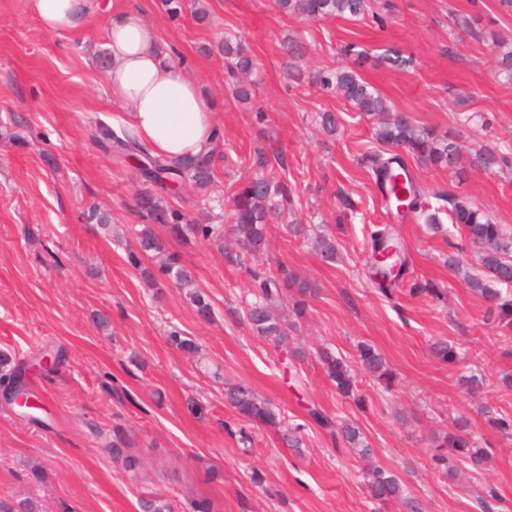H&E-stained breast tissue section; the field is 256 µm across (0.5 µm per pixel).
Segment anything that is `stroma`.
Returning a JSON list of instances; mask_svg holds the SVG:
<instances>
[{"mask_svg": "<svg viewBox=\"0 0 512 512\" xmlns=\"http://www.w3.org/2000/svg\"><path fill=\"white\" fill-rule=\"evenodd\" d=\"M198 19L185 6L169 19L165 0H93L77 31L43 33L27 0H0V351L26 364L45 354L50 370L29 373L35 403L24 411L0 395V502L15 512H139L158 494L175 512L202 501L212 512H375L362 464L337 450L308 415L318 407L359 425L375 460L393 470L423 512H477V485L498 497L495 512H512V438L490 428L491 410L512 416V320H502L449 266L460 258L477 271L460 233L436 231L423 220L393 223L375 182L359 160L378 150L373 119L352 111L335 93L288 77L284 40L303 43L304 70L346 64L343 44L380 55L413 57L405 70L363 69L393 110L416 125L470 147L512 153V84L498 75L495 45L512 41V9L502 0H374L373 17L314 21L281 13L274 0H200ZM130 8L158 30L183 59L210 104L224 158L201 193L180 188L173 206L209 212L225 225L223 246L171 238L169 252L190 267L213 306L201 320L183 293L167 284L146 287L127 261L139 218L134 198L146 182L133 162L104 151L96 125L122 127L124 117L97 56L114 11ZM239 36L254 63L248 100L224 82L225 34ZM265 121H258L257 111ZM336 113L335 134L319 127L318 112ZM280 156L279 173L298 194L290 214L269 225L259 256L240 255L228 196L255 171L256 149ZM406 164L419 185L484 207L512 231V165L456 178L443 169ZM107 209L118 234L98 233L83 220L92 205ZM393 227L409 278L382 294L369 276L371 234ZM336 238L324 259L315 237ZM317 287L292 329L289 350L275 349L242 319L251 289L248 268L280 267ZM435 293L410 294V281ZM111 325L101 329L99 314ZM177 329L197 340L205 363L171 347ZM445 340L461 359L433 353ZM366 343L389 363L391 388L359 375L357 405L340 396L316 358L328 347L356 360ZM482 378L470 393L461 376ZM244 383L276 406L285 425H302V447L277 432L254 428L250 451L226 429L235 417L225 384ZM469 422L490 456L481 479L435 470V434L454 419ZM122 434L137 471L112 458Z\"/></svg>", "mask_w": 512, "mask_h": 512, "instance_id": "stroma-1", "label": "stroma"}]
</instances>
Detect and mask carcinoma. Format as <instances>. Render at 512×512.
<instances>
[{"instance_id":"1","label":"carcinoma","mask_w":512,"mask_h":512,"mask_svg":"<svg viewBox=\"0 0 512 512\" xmlns=\"http://www.w3.org/2000/svg\"><path fill=\"white\" fill-rule=\"evenodd\" d=\"M278 8L287 15H300L306 19L345 18L358 20L371 15L378 22L382 17L372 11L371 0H276ZM220 50L227 59L226 72L231 91L242 98L247 97L244 78L253 69V62L245 56V47L239 41L224 38ZM343 55L349 57L351 66L325 70L319 68L309 74V79L324 89L335 92L356 112L379 117L374 127L377 142L389 148V153H368L361 158L371 171L376 184L388 206L392 217L402 222L407 217H422L426 223L440 228L439 214L448 212L449 223L462 229L472 244L478 249L481 277L464 274V282L486 301L496 306L500 312L512 316V298L507 288L512 287V234L501 224L495 223L482 208L461 200L451 194L430 192L423 189L408 169L404 156L435 168L456 170L459 163V150L446 136L439 137L434 132L417 126L414 120L401 112H394L384 97L361 76L360 69L368 64L406 68L413 59L397 51H389L373 57L369 52L352 43L342 47ZM94 138L107 152L125 160L138 163V170L151 184L142 190L135 199L136 213L143 224L134 230L139 250L129 253L130 264L140 270L143 279L151 286L164 281L184 291L186 300L195 308L198 316L210 320L214 315L209 296L197 286L191 269L182 264L174 255L167 256L158 267L151 269L142 266V256L161 253L165 240L157 233L162 226L168 234L181 241L201 240L223 246L224 225L208 224L206 218L194 217L168 203L161 191L168 184L189 185L200 191L211 182L214 174L216 149L198 156L180 159H166L149 153L129 132H116L101 125L95 129ZM471 165L489 170L495 165L508 164L506 158H497L489 150L479 149L471 155ZM255 167L263 174L251 179L233 191V233L241 248L252 254L264 251L266 225L279 218L283 211L292 206L293 191L288 184L278 178L269 156L257 150ZM86 220L98 225L105 233H112V216L95 207L86 214ZM254 287V298L247 303L245 319L251 330L277 349L288 348V331L293 325L288 320L275 316L271 308L288 299V291L293 294L292 311L300 317L306 310L307 297L316 289L308 280L295 277L288 270H281L280 276L263 274L256 269L249 270ZM168 341L176 349L203 358L201 346L192 338L184 337L177 331L170 332ZM318 359L326 377L338 393L351 398L357 392L356 368L374 377L384 388H389L393 373L386 359L374 348L364 345L358 351V364L336 355L329 349L318 353ZM22 364L5 353H0V383L5 386L23 388ZM227 403L241 422L235 432L243 446L252 444L251 429L254 426L277 428L280 415L265 400L259 398L246 385H236L225 393ZM309 414L336 444L360 458L372 455V448L362 430L352 421L338 422L314 407ZM468 421L457 419L454 427L433 440L431 461L433 466L445 473L465 468L471 471L485 469L488 453L477 447L467 433ZM112 457L122 464L125 470L132 471L137 460L129 454L125 443L117 440L112 443ZM364 486L368 496L380 505L398 504L406 512H422L421 503L411 496L401 478L392 470L381 465L368 468L363 473ZM143 512H173L172 504L160 495L143 498Z\"/></svg>"}]
</instances>
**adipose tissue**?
Listing matches in <instances>:
<instances>
[{"instance_id":"ef3b65f1","label":"adipose tissue","mask_w":512,"mask_h":512,"mask_svg":"<svg viewBox=\"0 0 512 512\" xmlns=\"http://www.w3.org/2000/svg\"><path fill=\"white\" fill-rule=\"evenodd\" d=\"M91 0H29L41 31L63 35L79 29ZM112 59L107 82L139 141L171 159L210 150L216 125L197 82L176 63L156 28L140 12L116 10L106 28Z\"/></svg>"}]
</instances>
